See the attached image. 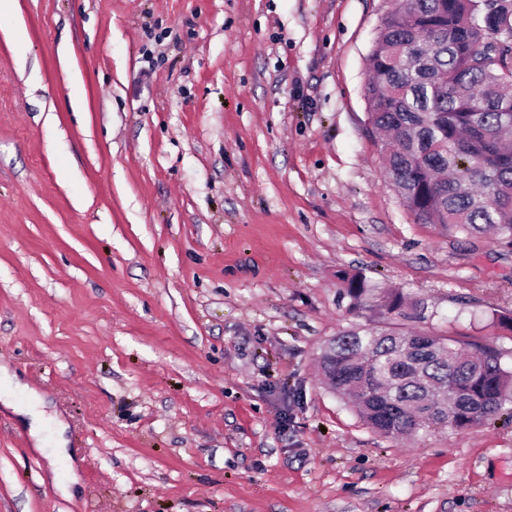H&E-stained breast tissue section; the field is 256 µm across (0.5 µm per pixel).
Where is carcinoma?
<instances>
[{
	"label": "carcinoma",
	"mask_w": 512,
	"mask_h": 512,
	"mask_svg": "<svg viewBox=\"0 0 512 512\" xmlns=\"http://www.w3.org/2000/svg\"><path fill=\"white\" fill-rule=\"evenodd\" d=\"M372 45L370 121L385 136L386 173L404 207L450 236L512 250V51L485 53L512 11L483 18L482 0H397ZM358 311L370 299L401 321L343 331L321 366L362 421L398 440L438 428L467 430L512 405V366L498 350L408 324L428 306L361 274L340 277Z\"/></svg>",
	"instance_id": "obj_1"
}]
</instances>
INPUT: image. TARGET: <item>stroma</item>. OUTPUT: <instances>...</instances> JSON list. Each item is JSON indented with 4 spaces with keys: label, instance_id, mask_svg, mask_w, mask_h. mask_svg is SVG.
Segmentation results:
<instances>
[{
    "label": "stroma",
    "instance_id": "stroma-1",
    "mask_svg": "<svg viewBox=\"0 0 512 512\" xmlns=\"http://www.w3.org/2000/svg\"><path fill=\"white\" fill-rule=\"evenodd\" d=\"M393 0H15L0 13V512H512V418L396 442L325 382L380 326L512 362V251L420 224L370 124Z\"/></svg>",
    "mask_w": 512,
    "mask_h": 512
}]
</instances>
